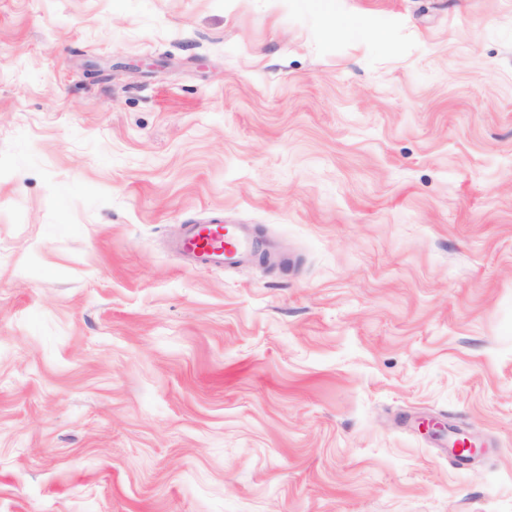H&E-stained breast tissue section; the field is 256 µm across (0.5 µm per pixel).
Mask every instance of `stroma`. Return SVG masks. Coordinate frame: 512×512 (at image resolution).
Listing matches in <instances>:
<instances>
[{
    "label": "stroma",
    "instance_id": "1",
    "mask_svg": "<svg viewBox=\"0 0 512 512\" xmlns=\"http://www.w3.org/2000/svg\"><path fill=\"white\" fill-rule=\"evenodd\" d=\"M0 512H512V0H0ZM173 246L195 265L213 267L245 265L255 251L254 240L237 224H187Z\"/></svg>",
    "mask_w": 512,
    "mask_h": 512
}]
</instances>
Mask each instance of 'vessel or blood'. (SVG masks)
Segmentation results:
<instances>
[{
    "instance_id": "obj_1",
    "label": "vessel or blood",
    "mask_w": 512,
    "mask_h": 512,
    "mask_svg": "<svg viewBox=\"0 0 512 512\" xmlns=\"http://www.w3.org/2000/svg\"><path fill=\"white\" fill-rule=\"evenodd\" d=\"M174 247L194 264L222 267L247 264L255 251V242L237 224H190Z\"/></svg>"
}]
</instances>
